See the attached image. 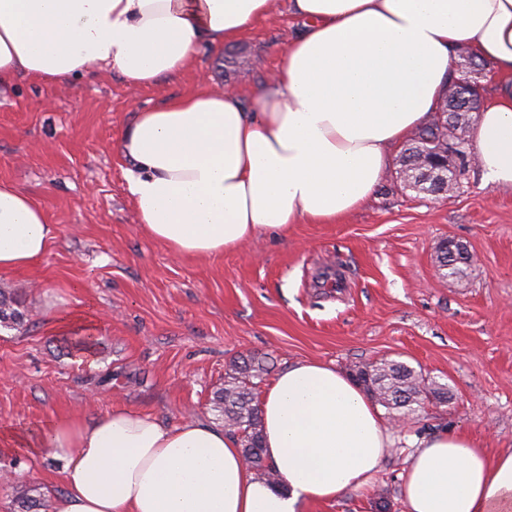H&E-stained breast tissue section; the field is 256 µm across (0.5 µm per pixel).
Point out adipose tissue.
I'll use <instances>...</instances> for the list:
<instances>
[{
  "label": "adipose tissue",
  "mask_w": 512,
  "mask_h": 512,
  "mask_svg": "<svg viewBox=\"0 0 512 512\" xmlns=\"http://www.w3.org/2000/svg\"><path fill=\"white\" fill-rule=\"evenodd\" d=\"M300 38L244 111L236 91L194 92L137 112L119 136L139 224L177 258L235 251L292 224H333L362 208L392 147L431 123L451 62L471 49L500 76L471 151L512 190V0H289ZM271 0H0V86L20 73L59 82L91 70L131 89L189 68L201 46L233 44ZM59 228L0 182V272L33 268ZM274 487L236 438L203 419L165 424L125 407L35 436L0 431L29 457L62 462L55 512H302L368 487L392 433L345 372L315 360L280 372L260 399ZM403 476L405 512H512V449L468 436L421 438Z\"/></svg>",
  "instance_id": "1"
}]
</instances>
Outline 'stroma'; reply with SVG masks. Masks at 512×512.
Returning a JSON list of instances; mask_svg holds the SVG:
<instances>
[{
	"mask_svg": "<svg viewBox=\"0 0 512 512\" xmlns=\"http://www.w3.org/2000/svg\"><path fill=\"white\" fill-rule=\"evenodd\" d=\"M304 29L289 0L222 50L130 90L116 73L62 83L14 77L0 92V180L14 183L60 233L31 270L0 274L28 316L0 327V426L98 419L124 406L174 424L211 422L212 392L230 361L266 357L271 374L315 359L352 372L402 361L447 384L394 428L374 485L307 512H404L401 479L413 440L445 429L490 453L512 448V191L467 162L439 197L404 186L394 157L373 197L338 224H294L214 259L176 258L137 221L120 131L136 112L191 93L198 73L235 89L245 108ZM475 260L439 273L446 238ZM90 324L95 366L78 360L60 320ZM61 463L0 445V512L19 488L39 487L55 512Z\"/></svg>",
	"mask_w": 512,
	"mask_h": 512,
	"instance_id": "35a3bbf8",
	"label": "stroma"
}]
</instances>
